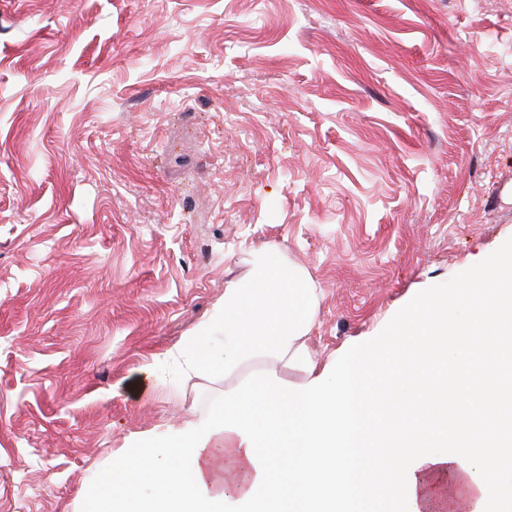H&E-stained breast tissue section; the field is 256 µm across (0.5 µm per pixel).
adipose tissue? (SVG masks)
Returning a JSON list of instances; mask_svg holds the SVG:
<instances>
[{
    "label": "adipose tissue",
    "mask_w": 512,
    "mask_h": 512,
    "mask_svg": "<svg viewBox=\"0 0 512 512\" xmlns=\"http://www.w3.org/2000/svg\"><path fill=\"white\" fill-rule=\"evenodd\" d=\"M512 264L485 267L464 291L473 316H448L436 298L418 300L385 346L352 351L338 369L317 372L306 344L314 300L306 282L278 252L260 251L248 278L224 290V306L171 351L186 372L207 376L263 356L288 359L308 377L297 389L265 377L224 394V408L206 418L188 417L175 433L154 439L107 467L83 512H389L410 500L428 512L424 487L437 472L451 484L452 512H485L512 490L500 463L498 442L481 424L461 415L462 444L448 452L413 448L446 435L447 422H418L416 408L439 396L434 366L450 359L459 396L498 410L503 403L498 361L474 364L476 349H489L512 333ZM222 332L223 346L209 336ZM388 370L398 404L382 407L379 373Z\"/></svg>",
    "instance_id": "ef3b65f1"
}]
</instances>
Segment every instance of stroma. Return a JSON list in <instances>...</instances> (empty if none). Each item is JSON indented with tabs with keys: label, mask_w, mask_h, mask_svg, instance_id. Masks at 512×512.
Wrapping results in <instances>:
<instances>
[{
	"label": "stroma",
	"mask_w": 512,
	"mask_h": 512,
	"mask_svg": "<svg viewBox=\"0 0 512 512\" xmlns=\"http://www.w3.org/2000/svg\"><path fill=\"white\" fill-rule=\"evenodd\" d=\"M337 368L512 256V0H0V512L303 373L152 367L256 250Z\"/></svg>",
	"instance_id": "1"
}]
</instances>
